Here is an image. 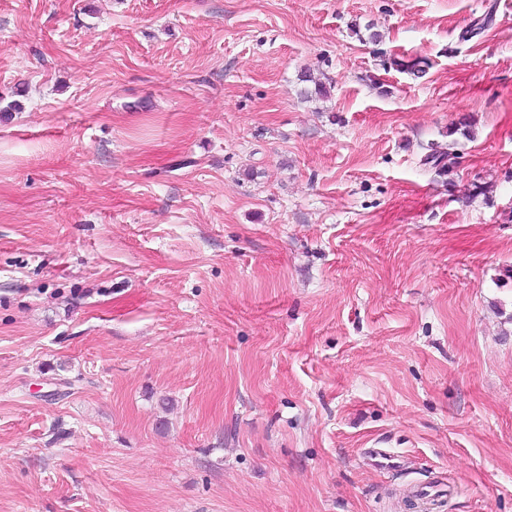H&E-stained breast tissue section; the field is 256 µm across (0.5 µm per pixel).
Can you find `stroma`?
<instances>
[{
    "label": "stroma",
    "mask_w": 512,
    "mask_h": 512,
    "mask_svg": "<svg viewBox=\"0 0 512 512\" xmlns=\"http://www.w3.org/2000/svg\"><path fill=\"white\" fill-rule=\"evenodd\" d=\"M0 98V512H512V0H0Z\"/></svg>",
    "instance_id": "1"
}]
</instances>
